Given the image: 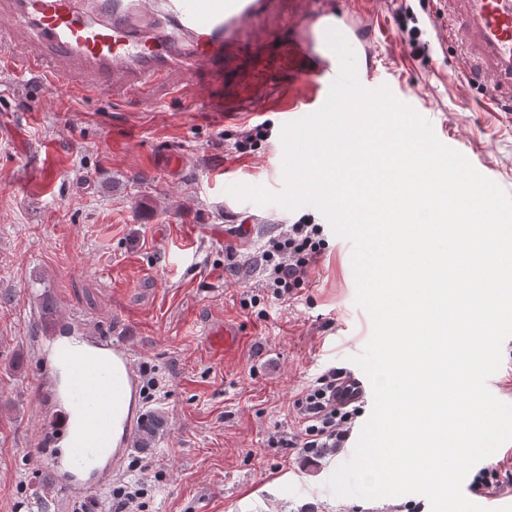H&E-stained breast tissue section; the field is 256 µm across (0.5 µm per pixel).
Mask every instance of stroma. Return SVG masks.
Returning <instances> with one entry per match:
<instances>
[{
    "instance_id": "obj_1",
    "label": "stroma",
    "mask_w": 512,
    "mask_h": 512,
    "mask_svg": "<svg viewBox=\"0 0 512 512\" xmlns=\"http://www.w3.org/2000/svg\"><path fill=\"white\" fill-rule=\"evenodd\" d=\"M373 64L415 101L439 140L512 194V109L464 78L461 35L446 27L405 32L428 0H370ZM275 39L240 48L182 94L158 86L152 106L133 92L84 98L47 89L42 76L0 71V512H98L113 486L134 478L151 487L144 512H430L417 494L364 500L331 494L326 481L352 448L312 459L267 445L294 431L292 403L330 367L356 370L372 322L356 302L353 247L327 234L328 247L306 288L282 301L262 297L259 259L294 211L239 201L225 179L280 191L284 185L280 105L305 93L282 59L297 31L267 20ZM457 80H449V71ZM189 99L224 100L232 113L186 112ZM268 122L252 153L232 144ZM63 321L124 340L135 366L165 383L166 399L137 391L138 417L163 420L155 445L131 449L128 465L83 501L63 491L42 500L46 455L66 458L44 438L38 392L44 365L34 349L40 306ZM240 329L227 358H211L212 329ZM140 460L145 471H131Z\"/></svg>"
}]
</instances>
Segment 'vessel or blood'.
I'll return each mask as SVG.
<instances>
[{"label":"vessel or blood","instance_id":"vessel-or-blood-1","mask_svg":"<svg viewBox=\"0 0 512 512\" xmlns=\"http://www.w3.org/2000/svg\"><path fill=\"white\" fill-rule=\"evenodd\" d=\"M15 25L34 34L26 54L30 70L67 84L85 97L113 93L115 76L133 87L142 103L152 104L155 86L172 72L197 76L215 61L247 44L255 24L280 14L284 0H0ZM309 8L289 15L298 34L291 53L301 60L299 75L307 96L288 110L301 119L325 102L339 70L338 59L321 40L336 27L331 0H307ZM432 22L470 30L460 45L481 78L512 86V0H445ZM239 330L225 323L211 341V355L226 357ZM52 358L43 376L41 401L59 417H83L81 438L68 459L47 457L45 466L56 486L82 497L105 484L132 446L133 421L119 438L108 439L106 413L112 406L113 366L124 372L123 387L134 393L138 375L127 345L80 328L67 331L54 322L39 344Z\"/></svg>","mask_w":512,"mask_h":512}]
</instances>
